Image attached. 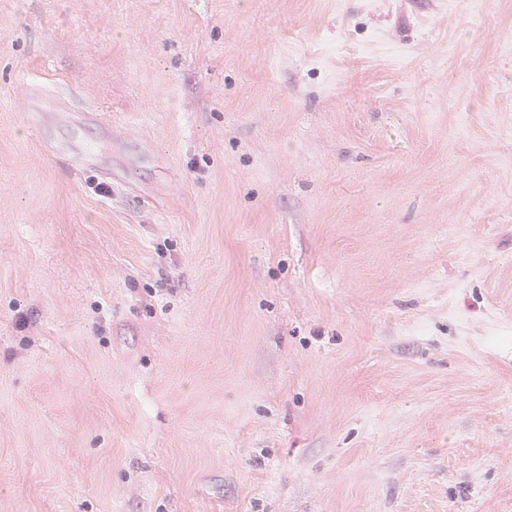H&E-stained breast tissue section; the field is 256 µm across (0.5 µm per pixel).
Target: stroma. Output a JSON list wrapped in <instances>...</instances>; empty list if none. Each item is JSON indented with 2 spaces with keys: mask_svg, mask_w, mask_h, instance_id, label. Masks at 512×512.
<instances>
[{
  "mask_svg": "<svg viewBox=\"0 0 512 512\" xmlns=\"http://www.w3.org/2000/svg\"><path fill=\"white\" fill-rule=\"evenodd\" d=\"M486 6L0 0V512H512Z\"/></svg>",
  "mask_w": 512,
  "mask_h": 512,
  "instance_id": "stroma-1",
  "label": "stroma"
}]
</instances>
